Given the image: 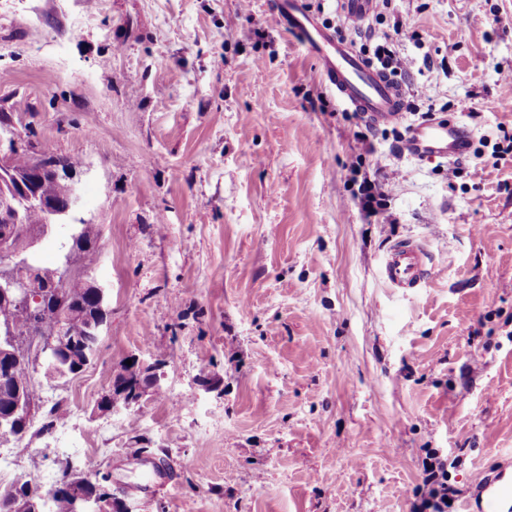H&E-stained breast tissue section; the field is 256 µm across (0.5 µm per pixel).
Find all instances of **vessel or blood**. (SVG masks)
<instances>
[{
    "label": "vessel or blood",
    "mask_w": 512,
    "mask_h": 512,
    "mask_svg": "<svg viewBox=\"0 0 512 512\" xmlns=\"http://www.w3.org/2000/svg\"><path fill=\"white\" fill-rule=\"evenodd\" d=\"M377 0H343L347 19L363 22L374 12ZM273 12L284 21L313 55L323 78L372 126L402 122L406 112V91L388 73L371 65L341 39L334 28L324 25L307 10L304 0H274ZM472 137L463 126L429 121L411 125L403 144L414 158L439 156L449 161L466 158ZM430 254L413 240L391 244L385 253L382 275L400 290L421 287L427 273ZM476 501H464L462 512H512V476L505 471H487L476 485Z\"/></svg>",
    "instance_id": "b4317fda"
}]
</instances>
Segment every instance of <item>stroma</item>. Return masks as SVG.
I'll list each match as a JSON object with an SVG mask.
<instances>
[{
	"label": "stroma",
	"instance_id": "obj_1",
	"mask_svg": "<svg viewBox=\"0 0 512 512\" xmlns=\"http://www.w3.org/2000/svg\"><path fill=\"white\" fill-rule=\"evenodd\" d=\"M414 66L408 123L473 145L414 159L326 86L268 0H0V110L82 162L72 223L106 290L99 352L47 377L66 427L8 446L47 490L62 464L108 474L104 512H412L429 448L472 496L512 449V0H387L371 14ZM232 39H225L226 30ZM398 169L392 221L363 176ZM430 252L421 288L381 276L387 247ZM140 401L96 403L126 360ZM171 479L137 487L146 455Z\"/></svg>",
	"mask_w": 512,
	"mask_h": 512
}]
</instances>
